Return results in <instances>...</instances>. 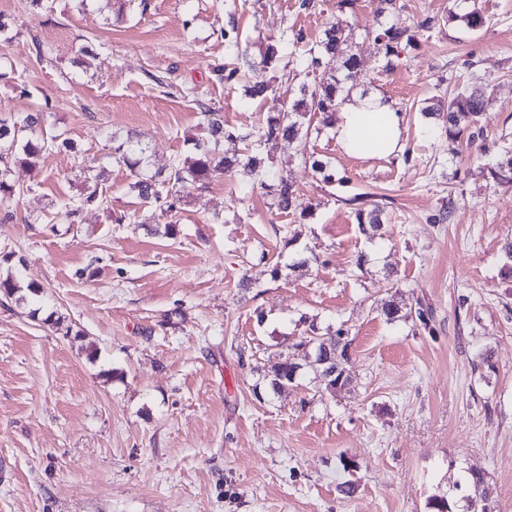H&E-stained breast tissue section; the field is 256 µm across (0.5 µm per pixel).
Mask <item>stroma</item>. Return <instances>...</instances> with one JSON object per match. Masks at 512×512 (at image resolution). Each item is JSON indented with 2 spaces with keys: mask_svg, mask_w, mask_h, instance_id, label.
<instances>
[{
  "mask_svg": "<svg viewBox=\"0 0 512 512\" xmlns=\"http://www.w3.org/2000/svg\"><path fill=\"white\" fill-rule=\"evenodd\" d=\"M399 3L129 0L118 15L101 0L41 14L0 0L15 34L0 116L42 111L43 134L76 144L16 169L21 193L0 203V278L39 285L61 319L0 296V512H428L470 468L512 512V186L490 175L512 147V0H479L481 30L418 33L387 71L373 30L450 5ZM334 24L364 30L358 89L399 109L402 155L347 156L326 129L270 147L298 191L287 214L243 169L186 188L172 213L137 198L113 138L164 172L204 138L201 106L232 131L280 112L282 92L253 100L213 74L225 30L254 62L279 42L295 90L319 79L301 60ZM463 85L488 86L491 103L482 133L452 144L421 110ZM89 168L107 203L68 222ZM357 195L383 205L380 236L361 233ZM169 223L176 237L155 233ZM387 301L403 318L386 321ZM341 328L349 386L271 388L293 344Z\"/></svg>",
  "mask_w": 512,
  "mask_h": 512,
  "instance_id": "stroma-1",
  "label": "stroma"
}]
</instances>
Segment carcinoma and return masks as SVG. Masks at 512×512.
<instances>
[{"label":"carcinoma","mask_w":512,"mask_h":512,"mask_svg":"<svg viewBox=\"0 0 512 512\" xmlns=\"http://www.w3.org/2000/svg\"><path fill=\"white\" fill-rule=\"evenodd\" d=\"M461 25L477 31L485 24V17L478 0H455L454 6L440 18L427 17L415 26L392 24L375 32L364 31V35H374L385 48L387 71L395 69L396 59L401 49L415 40V31L427 30L435 23ZM358 34L352 27L343 29L332 27L326 30L324 38L310 51V64L318 69L330 59L341 62L340 68L325 69L319 80L312 86L303 84L296 96L288 97L276 115L269 117L264 124L252 133L234 134L224 129L221 113L203 108L201 117L208 132V138L197 139L193 143L192 154L184 159L172 160L167 175L152 173L143 149L131 141H112V150L118 162L124 164L134 178L132 189L145 202H154L168 212L177 210L181 203V192L190 184L204 188L217 173L228 174L236 167H243L255 175L257 185L265 188L273 199L274 206L281 213L296 207L297 190L284 175L275 174L266 164L264 149L269 144H294L308 137L312 121L321 126H330L336 120L338 97L343 92H351L356 87V78L361 71L362 61L353 51ZM227 54L235 61L214 69L224 85L235 84L240 76L239 62H247L239 51L238 35L224 32ZM279 77L260 80L253 84L250 96L254 99L278 88ZM488 98L482 93L467 87L456 90L448 100L439 102L446 109V125L442 131L452 141L462 138L471 126L477 125L485 114ZM40 123V113H28L23 118L10 122L0 118V201L15 197L16 184L10 180L13 168L35 166L47 150L74 149V142L58 134L51 138L35 134ZM240 142L243 148L233 153L224 150V141ZM494 178L501 183L512 185V154L507 153L498 163ZM103 199L95 192L73 200L66 206L69 218L78 216L86 207L101 205ZM382 208L378 205L367 210L356 209L358 224L363 232H377L381 228ZM314 349L315 377L325 382L326 388L335 390L350 385L353 381L348 355V331L339 329L333 336H312L309 339ZM297 367L295 355L281 358L271 370V386L279 391L293 382ZM486 473L482 470L467 471L462 484L464 494L448 497H435L430 502L433 512H495V507L484 495Z\"/></svg>","instance_id":"carcinoma-1"}]
</instances>
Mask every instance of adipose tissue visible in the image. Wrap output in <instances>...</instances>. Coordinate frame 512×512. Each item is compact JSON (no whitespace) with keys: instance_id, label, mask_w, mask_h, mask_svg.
Here are the masks:
<instances>
[{"instance_id":"ef3b65f1","label":"adipose tissue","mask_w":512,"mask_h":512,"mask_svg":"<svg viewBox=\"0 0 512 512\" xmlns=\"http://www.w3.org/2000/svg\"><path fill=\"white\" fill-rule=\"evenodd\" d=\"M330 132L340 149L353 157L386 158L402 150L401 115L379 96L342 100Z\"/></svg>"}]
</instances>
